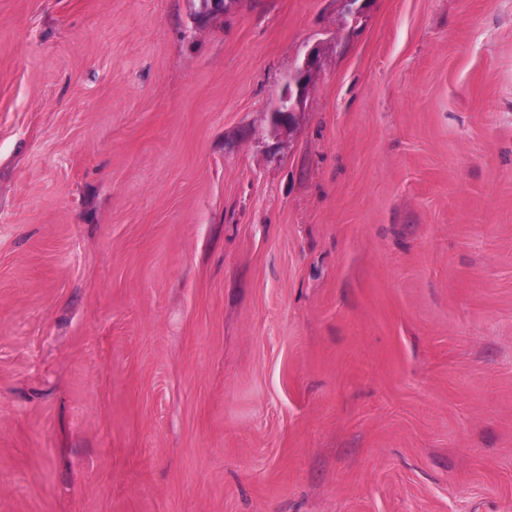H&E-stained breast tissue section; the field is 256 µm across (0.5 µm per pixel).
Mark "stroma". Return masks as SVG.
Segmentation results:
<instances>
[{
  "label": "stroma",
  "mask_w": 512,
  "mask_h": 512,
  "mask_svg": "<svg viewBox=\"0 0 512 512\" xmlns=\"http://www.w3.org/2000/svg\"><path fill=\"white\" fill-rule=\"evenodd\" d=\"M202 9L0 0V512H512V0ZM315 67V52H306L301 65L288 79V94L278 99L274 105L273 115L276 125L284 124L287 119L288 123L291 122L290 120L304 99L309 76Z\"/></svg>",
  "instance_id": "1"
}]
</instances>
